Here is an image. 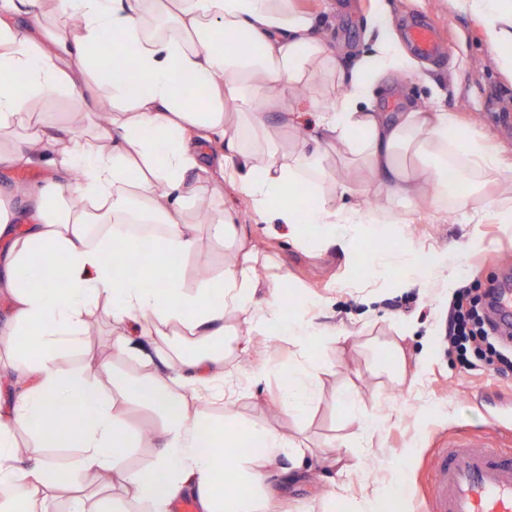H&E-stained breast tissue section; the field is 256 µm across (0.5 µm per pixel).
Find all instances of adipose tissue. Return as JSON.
Masks as SVG:
<instances>
[{
  "mask_svg": "<svg viewBox=\"0 0 512 512\" xmlns=\"http://www.w3.org/2000/svg\"><path fill=\"white\" fill-rule=\"evenodd\" d=\"M466 2L512 75V4ZM21 14L40 18L35 32L20 35L14 19ZM368 26L370 51L341 74L313 33V16L295 0H0V139L24 123L37 98L63 92L93 100L100 86L112 88L103 130L49 135L38 128L22 145L0 148V165L12 168L35 165L53 150L54 166L78 176L61 188L25 191L32 223L0 204V296L9 310L0 340L10 350L0 383L12 371L28 382L16 399L0 400V512H50L58 491L69 494L68 512H104L101 501L79 491L93 474L109 480L111 512H171L185 497L195 512H275L270 485L281 462L300 474L308 469L310 449L237 414L239 382L225 354L250 350L254 333L274 327L305 349L336 342L335 330L310 316L316 301L305 300L299 316L284 322L279 280L259 275L256 247L228 213L203 229L232 246L224 271L192 286L170 269L131 264L139 237L93 233L97 215L112 224L161 225L164 256L187 257L203 230L186 212L208 204L228 176L257 211L287 227L290 241L322 251L346 252L387 232L398 252L414 255L405 225L426 199L465 224L483 223L490 206L499 223L512 224V177L441 97L392 122L373 111L376 79L417 64L382 8L370 12ZM312 77L341 83L319 102L316 130L353 166L388 179L405 205L392 226H381L352 184L332 180L320 151L300 143L280 154L264 115L288 111L295 89ZM36 259L49 267L48 280L26 279ZM373 261L404 286L423 280L450 289L460 275L435 264L396 267L382 255ZM102 302L123 328L112 338L113 364L62 368L59 354L80 343ZM238 314L249 332L229 324ZM171 330L195 337L196 347L168 349ZM142 340L170 361L172 376L124 367L139 359ZM261 372L283 381L279 410L302 418L314 388L310 361ZM202 397L223 406V417L201 411ZM133 402L156 414L149 440L132 423ZM22 433L36 440L39 454L20 453ZM144 444L149 464L131 465L133 449ZM50 448L75 454L59 465L47 456Z\"/></svg>",
  "mask_w": 512,
  "mask_h": 512,
  "instance_id": "obj_1",
  "label": "adipose tissue"
}]
</instances>
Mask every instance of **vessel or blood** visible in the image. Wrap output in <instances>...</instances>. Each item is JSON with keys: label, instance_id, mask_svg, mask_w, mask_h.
<instances>
[{"label": "vessel or blood", "instance_id": "1", "mask_svg": "<svg viewBox=\"0 0 512 512\" xmlns=\"http://www.w3.org/2000/svg\"><path fill=\"white\" fill-rule=\"evenodd\" d=\"M407 38L423 57L443 54L432 24L412 22ZM493 302L501 328L512 330V281H501ZM428 505L429 512H512V454H502L471 436L452 440L434 462Z\"/></svg>", "mask_w": 512, "mask_h": 512}]
</instances>
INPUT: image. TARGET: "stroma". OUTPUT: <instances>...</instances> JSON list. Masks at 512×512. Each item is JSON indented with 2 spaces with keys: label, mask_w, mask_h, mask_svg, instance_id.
Instances as JSON below:
<instances>
[{
  "label": "stroma",
  "mask_w": 512,
  "mask_h": 512,
  "mask_svg": "<svg viewBox=\"0 0 512 512\" xmlns=\"http://www.w3.org/2000/svg\"><path fill=\"white\" fill-rule=\"evenodd\" d=\"M316 21L315 31L336 51L341 67L350 66L367 45L366 18L372 0H295ZM391 26L404 37V21L415 17L435 25L443 38L441 62L420 60L417 72L386 74L379 82L374 108L386 120L431 101L443 91L444 104L461 121L478 132L499 156L512 163V128L504 129L501 117L512 113V78L499 66V53L488 43L481 20L460 10L454 0H386ZM68 176L47 165L18 170L0 166V201L10 204L20 184L67 185ZM212 214L229 212L257 246L259 273L279 278L288 298L282 311L294 317L302 299L316 296L323 306L317 318L324 327L344 332L335 345L316 350L312 359L321 367L317 397L304 422L269 413L280 381L276 376L256 378L260 364L298 358L299 347L287 336L269 335L270 351L227 359L239 368L242 393L236 409L241 418L266 425L314 448L313 468L303 480L278 481V500L289 512L331 505L332 512H355L372 485L392 486V464L408 455L409 469L400 497L386 499L385 512H420L434 477V460L453 437L483 435L488 444L500 446L502 435L512 433V373L492 369L469 371L448 356L444 336L450 303L438 287L403 289L397 278L375 274L373 255L384 252L383 239L365 241L346 254L339 249L315 253L294 245L284 225L269 223L257 213L233 181H225L210 203ZM407 232L420 254L435 256L437 263L462 267L460 284L485 287L497 279L503 262H512V231L495 219L479 225V243L467 246V228L435 215L430 206L415 214ZM401 348L413 385L399 383L392 361ZM112 357V316L95 309L80 348L64 352L61 364L69 370ZM352 393L368 418L385 424L372 446L360 453L361 467L341 471L333 466L342 456L339 444L352 432L341 419L339 396ZM496 417L499 431L484 430ZM348 488L345 498L329 504L332 485Z\"/></svg>",
  "instance_id": "obj_1"
}]
</instances>
